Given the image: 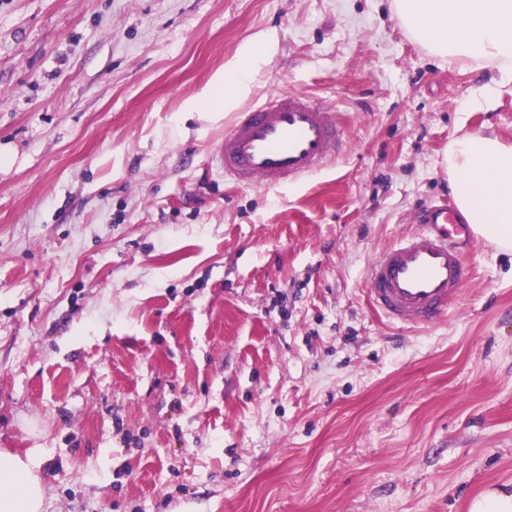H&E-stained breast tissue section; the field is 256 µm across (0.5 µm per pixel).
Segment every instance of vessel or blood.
<instances>
[{"instance_id":"vessel-or-blood-1","label":"vessel or blood","mask_w":512,"mask_h":512,"mask_svg":"<svg viewBox=\"0 0 512 512\" xmlns=\"http://www.w3.org/2000/svg\"><path fill=\"white\" fill-rule=\"evenodd\" d=\"M343 147L331 106L301 92L276 89L240 115L213 148L225 177L270 187L317 172ZM420 230L385 249L367 274L372 306L392 322L437 323L462 298L472 274L457 239L466 226L447 203L424 207Z\"/></svg>"}]
</instances>
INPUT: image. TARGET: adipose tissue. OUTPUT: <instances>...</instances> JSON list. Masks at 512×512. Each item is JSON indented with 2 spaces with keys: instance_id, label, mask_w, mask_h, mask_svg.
<instances>
[{
  "instance_id": "adipose-tissue-1",
  "label": "adipose tissue",
  "mask_w": 512,
  "mask_h": 512,
  "mask_svg": "<svg viewBox=\"0 0 512 512\" xmlns=\"http://www.w3.org/2000/svg\"><path fill=\"white\" fill-rule=\"evenodd\" d=\"M409 37L451 64L493 66L512 75V0H392ZM273 51L245 43L203 94L211 111L231 109ZM448 184L474 232L512 253V144L493 134L466 135L448 147ZM46 485L31 456L0 448V512H42Z\"/></svg>"
}]
</instances>
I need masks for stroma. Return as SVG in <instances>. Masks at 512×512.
Here are the masks:
<instances>
[{"label": "stroma", "instance_id": "35a3bbf8", "mask_svg": "<svg viewBox=\"0 0 512 512\" xmlns=\"http://www.w3.org/2000/svg\"><path fill=\"white\" fill-rule=\"evenodd\" d=\"M272 38L345 152L224 180L202 94ZM512 142V76L443 62L391 0H0V448L43 512H470L512 490V255L439 323L368 264L449 197V143Z\"/></svg>", "mask_w": 512, "mask_h": 512}]
</instances>
